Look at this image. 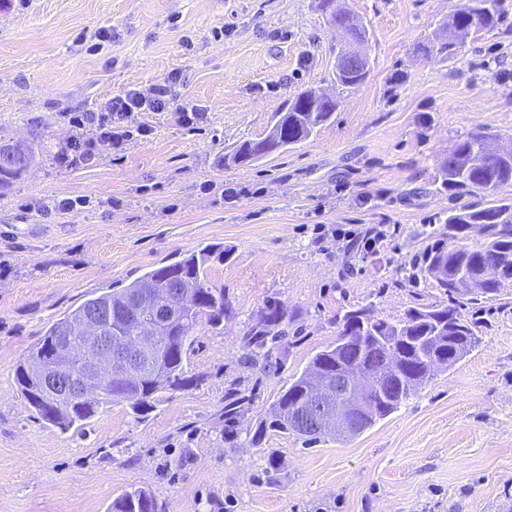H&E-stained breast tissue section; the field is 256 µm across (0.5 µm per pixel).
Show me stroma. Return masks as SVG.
Segmentation results:
<instances>
[{
	"label": "stroma",
	"mask_w": 512,
	"mask_h": 512,
	"mask_svg": "<svg viewBox=\"0 0 512 512\" xmlns=\"http://www.w3.org/2000/svg\"><path fill=\"white\" fill-rule=\"evenodd\" d=\"M463 0H340L367 31L369 75L308 140L251 166L225 163L265 137L306 88L334 90L347 41L318 0H0V136L36 161L0 196V512H107L126 491L164 512H512V285L464 302L482 342L358 436L306 446L264 418L335 341L350 306L390 320L442 296L411 262L450 208L439 162L470 131L512 144V27L469 31L453 56L424 54ZM181 76L196 129L144 114L148 136L80 168L58 160L74 112ZM88 196L66 215L48 198ZM383 232L374 250L366 238ZM233 313L202 325L190 386L144 416L101 408L82 428L46 423L14 382L49 326L83 301L202 248ZM288 334L269 367L242 338L268 302ZM250 398L236 423L233 394Z\"/></svg>",
	"instance_id": "1"
}]
</instances>
